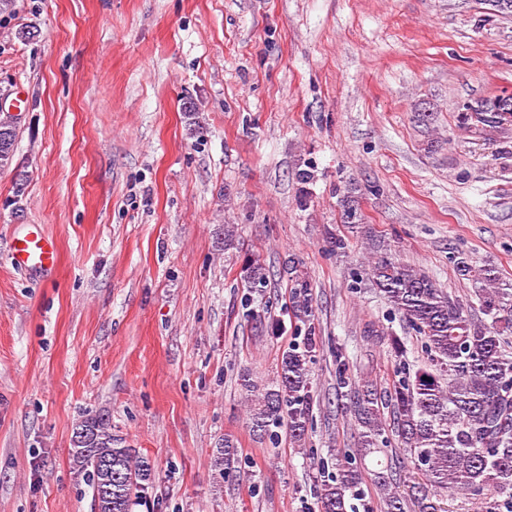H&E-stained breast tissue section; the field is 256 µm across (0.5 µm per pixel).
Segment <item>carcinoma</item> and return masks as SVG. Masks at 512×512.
<instances>
[{
    "mask_svg": "<svg viewBox=\"0 0 512 512\" xmlns=\"http://www.w3.org/2000/svg\"><path fill=\"white\" fill-rule=\"evenodd\" d=\"M501 95L480 97L462 105L459 123L500 127L512 121V103ZM17 128L0 122V171L15 156ZM301 184L298 203L310 199L306 185L313 168L296 173ZM461 276L480 284L477 303H463L445 292L429 275L380 256L369 265V280L403 325L420 339L424 366L407 360L402 338L390 339L396 358L394 380L384 389L360 386L349 374L340 347L334 357L336 397L359 428L357 448L330 467L316 463L318 512H373L365 503L363 484L371 479L383 512H448L437 492L470 491L481 496L480 512H512V292L499 287L493 267L457 260ZM295 338L283 350L277 376L256 396L250 428L276 441L279 430L303 447L314 427L315 391L311 366L323 347L316 327L313 284L294 261L283 268ZM240 278L258 292L267 286L265 267L246 259ZM74 472L91 483L94 512H132L136 493L155 481V465L112 434L109 420L93 416L79 422L71 440ZM397 448L402 459L389 460ZM112 462V496L103 493L101 464ZM239 464L237 444L229 439L213 449L214 471L223 479Z\"/></svg>",
    "mask_w": 512,
    "mask_h": 512,
    "instance_id": "1",
    "label": "carcinoma"
}]
</instances>
